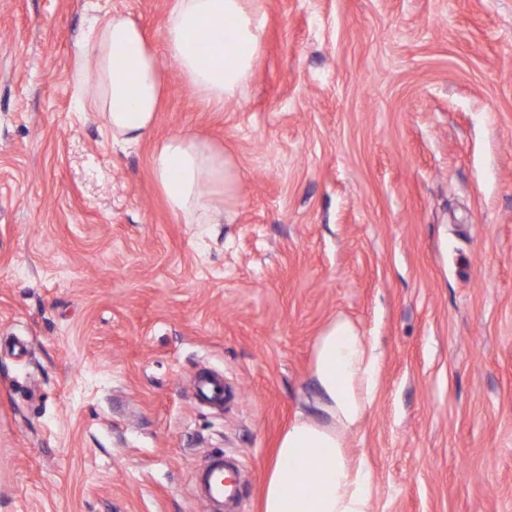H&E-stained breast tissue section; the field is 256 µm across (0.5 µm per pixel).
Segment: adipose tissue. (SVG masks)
<instances>
[{
  "instance_id": "1",
  "label": "adipose tissue",
  "mask_w": 512,
  "mask_h": 512,
  "mask_svg": "<svg viewBox=\"0 0 512 512\" xmlns=\"http://www.w3.org/2000/svg\"><path fill=\"white\" fill-rule=\"evenodd\" d=\"M265 16L252 0H173L162 30L167 53L201 99L220 106L248 85L261 53ZM217 41L202 59L203 39ZM73 80L104 119L113 144L133 147L151 131L164 97L157 57L140 27L120 11L95 15ZM151 167L171 210L190 224L229 216L238 174L222 149L178 134L157 143ZM383 351L344 318L317 336L309 378L310 413L281 434L267 472L261 512H372L365 458L351 457L347 434L372 408Z\"/></svg>"
}]
</instances>
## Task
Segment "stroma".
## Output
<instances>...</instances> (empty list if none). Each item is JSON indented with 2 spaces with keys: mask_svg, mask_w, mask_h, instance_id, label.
I'll return each mask as SVG.
<instances>
[{
  "mask_svg": "<svg viewBox=\"0 0 512 512\" xmlns=\"http://www.w3.org/2000/svg\"><path fill=\"white\" fill-rule=\"evenodd\" d=\"M100 2L164 76L133 150L75 110L86 0H0V512H212L217 452L260 512L339 315L384 352L347 437L373 512H512V0H256L261 58L219 108L166 52L171 0ZM180 133L235 165L230 222L158 189Z\"/></svg>",
  "mask_w": 512,
  "mask_h": 512,
  "instance_id": "stroma-1",
  "label": "stroma"
}]
</instances>
